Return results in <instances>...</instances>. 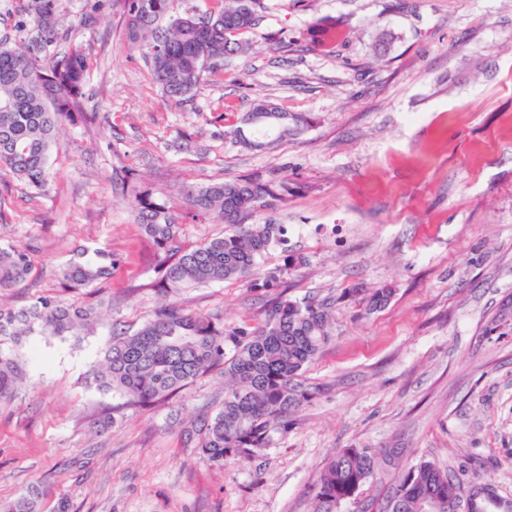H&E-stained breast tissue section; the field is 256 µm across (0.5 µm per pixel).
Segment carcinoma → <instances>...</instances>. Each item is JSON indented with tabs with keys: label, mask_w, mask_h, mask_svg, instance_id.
<instances>
[{
	"label": "carcinoma",
	"mask_w": 512,
	"mask_h": 512,
	"mask_svg": "<svg viewBox=\"0 0 512 512\" xmlns=\"http://www.w3.org/2000/svg\"><path fill=\"white\" fill-rule=\"evenodd\" d=\"M123 34L142 52L152 77L169 99L188 101L206 73L243 49L239 36L254 28L260 0H217L203 17L178 14L174 0H118ZM45 37L55 28L54 0H32ZM88 68L79 46L60 57L41 60L28 50L0 45V171L37 190L47 186V168L63 119L81 111ZM255 103L241 120L252 116L269 123L276 138L296 135L310 126L302 113L272 112ZM292 192L288 180L226 178L203 188L182 189L185 211L176 214L147 190L130 206L160 256L159 287L169 293L224 281L260 289L266 300L263 319L232 329L220 319L188 312L176 302L157 310L133 332L112 334L101 370L93 376L99 390L125 398L124 407L166 401L214 372L224 373V399L183 428L188 444L202 460L221 464L256 463L274 435L288 432V414L309 401L316 389L302 379L330 337V303L288 298L281 291L280 271L262 275L258 261L274 245L286 242L283 224H259L253 218ZM211 219L226 224L224 234L192 247L178 242L181 221ZM120 258L105 249L77 254L62 271L65 291L97 284L111 274ZM31 272L28 252L0 246V288L24 281ZM394 289L378 288L364 297L365 310L377 311ZM512 301L502 304L484 334L504 335ZM97 313L67 303L61 296L40 297L19 309L0 307V397L14 393L22 371L6 344H17L36 330L52 335L76 334ZM387 460L374 448H341L325 463L310 492V512H348L360 500L362 487ZM433 495L468 503L461 512H487L494 496L466 486L430 461L399 473L383 498L358 512H422ZM38 489L8 503L0 512H37Z\"/></svg>",
	"instance_id": "cac0c4a2"
}]
</instances>
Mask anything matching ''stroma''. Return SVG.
I'll return each mask as SVG.
<instances>
[{"mask_svg": "<svg viewBox=\"0 0 512 512\" xmlns=\"http://www.w3.org/2000/svg\"><path fill=\"white\" fill-rule=\"evenodd\" d=\"M32 0H0V40L42 58L81 46L84 117L65 121L39 191L0 173V246L27 250L21 308L66 294L100 320L77 336L33 333L17 348L26 384L0 399V503L38 488V512H309L341 448H396L360 497L430 460L512 503V335L483 330L512 297V0H262L244 51L168 100L123 37L114 0H55L44 38ZM266 100L309 128L255 150L234 137ZM135 173L181 209V189L227 177L288 179L258 222L288 227L262 271L292 299L333 298L331 336L303 374L319 393L290 415L260 465L209 464L180 435L224 397L211 373L169 402L106 421L118 395L90 383L113 328L162 303L159 262L112 171ZM119 259L110 277L62 292L80 248ZM306 256L288 270L286 253ZM393 288L368 314L363 296ZM186 310L225 326L262 316L239 282L188 288Z\"/></svg>", "mask_w": 512, "mask_h": 512, "instance_id": "stroma-1", "label": "stroma"}]
</instances>
